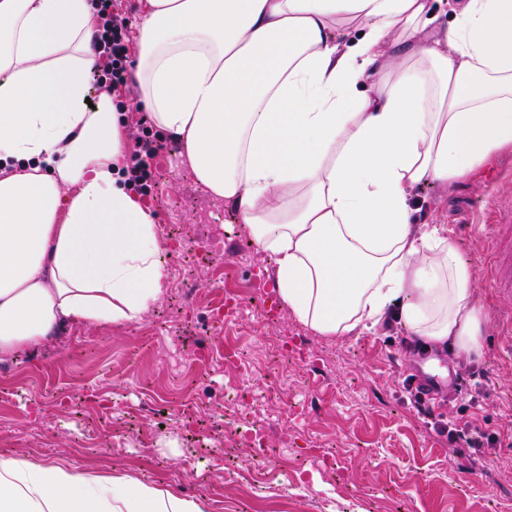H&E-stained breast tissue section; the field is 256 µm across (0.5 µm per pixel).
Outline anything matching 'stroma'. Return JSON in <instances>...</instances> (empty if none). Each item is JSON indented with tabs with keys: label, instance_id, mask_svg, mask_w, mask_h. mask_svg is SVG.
I'll return each instance as SVG.
<instances>
[{
	"label": "stroma",
	"instance_id": "35a3bbf8",
	"mask_svg": "<svg viewBox=\"0 0 512 512\" xmlns=\"http://www.w3.org/2000/svg\"><path fill=\"white\" fill-rule=\"evenodd\" d=\"M163 144L144 204L160 229L184 226L191 248L212 225H223L233 275L166 243L167 290L142 321L70 325L38 350L1 363L0 456L127 473L203 499L207 512H512V447L473 462L406 401L403 380L421 363L449 375L462 373L461 360L449 350L434 348L425 358L402 346L407 332L398 323L328 337L286 310L274 324L259 318L263 297L254 283L273 282V258L256 252L232 208L181 164L179 145ZM511 200L512 154L479 177L445 188L423 183L412 194L416 223L446 225L475 275L489 317L472 360L484 372L477 412L505 435L512 433V338L500 335L498 313L512 299L487 283V213ZM186 283L198 298L187 312ZM218 285L242 299L237 319L220 331L206 304ZM281 334L316 366L273 364L270 341ZM224 339L250 360L249 372L218 361L189 368L195 349ZM238 390L254 398L264 448L247 447L236 430L229 397ZM298 408L303 416L286 424L287 412ZM311 448L326 449L332 469L321 471Z\"/></svg>",
	"mask_w": 512,
	"mask_h": 512
}]
</instances>
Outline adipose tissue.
<instances>
[{"instance_id":"1","label":"adipose tissue","mask_w":512,"mask_h":512,"mask_svg":"<svg viewBox=\"0 0 512 512\" xmlns=\"http://www.w3.org/2000/svg\"><path fill=\"white\" fill-rule=\"evenodd\" d=\"M139 0L133 89L233 206L278 295L322 336L395 313L479 352L488 314L422 183L512 154V0ZM90 0H0V362L73 324L135 323L167 273L125 184L129 128L91 96ZM0 512H206L127 475L0 458Z\"/></svg>"}]
</instances>
